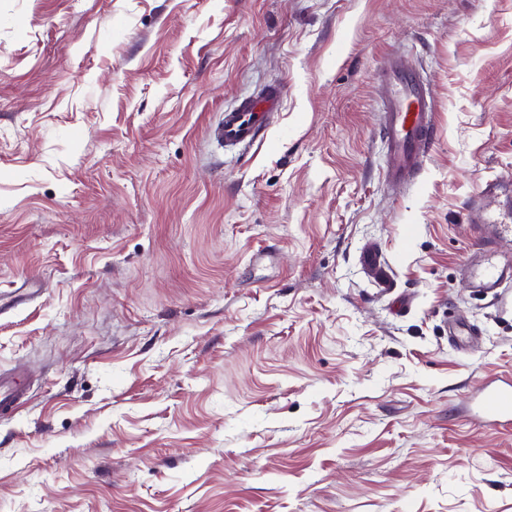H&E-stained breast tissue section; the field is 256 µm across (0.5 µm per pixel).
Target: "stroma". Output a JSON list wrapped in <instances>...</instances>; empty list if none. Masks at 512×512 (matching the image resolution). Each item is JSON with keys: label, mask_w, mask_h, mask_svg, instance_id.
I'll return each instance as SVG.
<instances>
[{"label": "stroma", "mask_w": 512, "mask_h": 512, "mask_svg": "<svg viewBox=\"0 0 512 512\" xmlns=\"http://www.w3.org/2000/svg\"><path fill=\"white\" fill-rule=\"evenodd\" d=\"M391 55L437 125L399 190ZM494 178L512 0H0V293L41 285L0 304V512H512V426L470 411L512 380V282L462 276ZM280 90L273 89L263 98L248 101L237 110L224 113L220 136L225 146H238L254 142L262 128L269 125L276 111ZM21 380L16 375L5 376L0 372V415L13 411L22 396Z\"/></svg>", "instance_id": "stroma-1"}]
</instances>
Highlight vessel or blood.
Segmentation results:
<instances>
[{
	"mask_svg": "<svg viewBox=\"0 0 512 512\" xmlns=\"http://www.w3.org/2000/svg\"><path fill=\"white\" fill-rule=\"evenodd\" d=\"M383 86L382 133L387 143L384 177L394 188L408 184L430 150L435 130V114L426 85L413 72L388 60L379 73ZM279 90L246 102L225 113L220 136L225 145L254 142L269 125L276 110ZM468 210L479 231L478 259L466 274L472 287L489 293L498 291L512 279V260L497 251L500 238L512 235V186L500 181L486 182L468 203ZM18 376L0 373V413L13 411L22 396ZM477 414L492 425H512V382L484 383Z\"/></svg>",
	"mask_w": 512,
	"mask_h": 512,
	"instance_id": "1",
	"label": "vessel or blood"
}]
</instances>
